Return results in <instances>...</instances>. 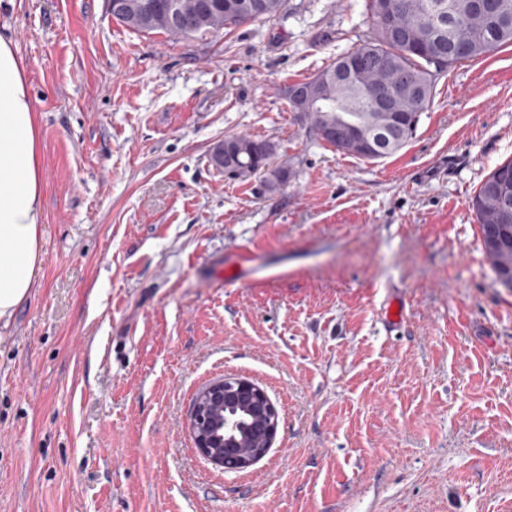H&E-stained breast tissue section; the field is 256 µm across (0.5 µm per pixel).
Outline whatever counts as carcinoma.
Wrapping results in <instances>:
<instances>
[{
	"mask_svg": "<svg viewBox=\"0 0 512 512\" xmlns=\"http://www.w3.org/2000/svg\"><path fill=\"white\" fill-rule=\"evenodd\" d=\"M184 9L202 17L198 32L179 29L141 18L119 22L138 33H161L175 38H202L231 29L246 21L277 17L285 0H182ZM368 0L374 35L352 51L361 63L349 78L336 80L342 58L309 80L308 100L298 101L284 90L290 111L300 115L310 128L337 150L367 160H378L401 150L411 139L421 112L428 106L441 72L432 60L443 59L447 67L463 60L482 59L502 47L512 46V0ZM390 97V111L379 112L374 102ZM376 141L377 152L355 151L349 133ZM229 138L249 144L224 173L238 178H260L270 193L281 190L291 176L285 166L274 164V145L249 136ZM512 160L500 164L469 201L482 235L495 228L498 247L485 251L499 283H504L501 265L512 263ZM240 422L236 437L248 443L251 414L232 409Z\"/></svg>",
	"mask_w": 512,
	"mask_h": 512,
	"instance_id": "obj_1",
	"label": "carcinoma"
}]
</instances>
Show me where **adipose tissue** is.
Wrapping results in <instances>:
<instances>
[{"label":"adipose tissue","mask_w":512,"mask_h":512,"mask_svg":"<svg viewBox=\"0 0 512 512\" xmlns=\"http://www.w3.org/2000/svg\"><path fill=\"white\" fill-rule=\"evenodd\" d=\"M43 158L25 65L0 32V322L28 299L41 270Z\"/></svg>","instance_id":"adipose-tissue-1"}]
</instances>
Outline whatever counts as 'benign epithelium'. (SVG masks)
I'll use <instances>...</instances> for the list:
<instances>
[{
    "label": "benign epithelium",
    "mask_w": 512,
    "mask_h": 512,
    "mask_svg": "<svg viewBox=\"0 0 512 512\" xmlns=\"http://www.w3.org/2000/svg\"><path fill=\"white\" fill-rule=\"evenodd\" d=\"M240 148L230 140L214 149L218 163L224 167L234 165ZM238 403L250 408L253 431L260 442L257 448H247L225 464L224 444L231 438L215 430L214 415L224 411V404ZM280 415L267 391L247 377H225L214 381L194 398L190 424L196 452L214 466L226 472H243L261 461L273 447L279 430Z\"/></svg>",
    "instance_id": "1"
}]
</instances>
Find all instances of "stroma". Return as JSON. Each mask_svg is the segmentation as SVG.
Masks as SVG:
<instances>
[{
	"instance_id": "stroma-1",
	"label": "stroma",
	"mask_w": 512,
	"mask_h": 512,
	"mask_svg": "<svg viewBox=\"0 0 512 512\" xmlns=\"http://www.w3.org/2000/svg\"><path fill=\"white\" fill-rule=\"evenodd\" d=\"M2 30L44 243L0 325V512H512V289L468 206L512 159V47L439 75L412 139L368 161L283 95L373 36L366 0L191 40L106 0H15ZM230 134L274 144L288 185L226 178ZM234 375L281 416L240 473L189 432L197 392Z\"/></svg>"
}]
</instances>
